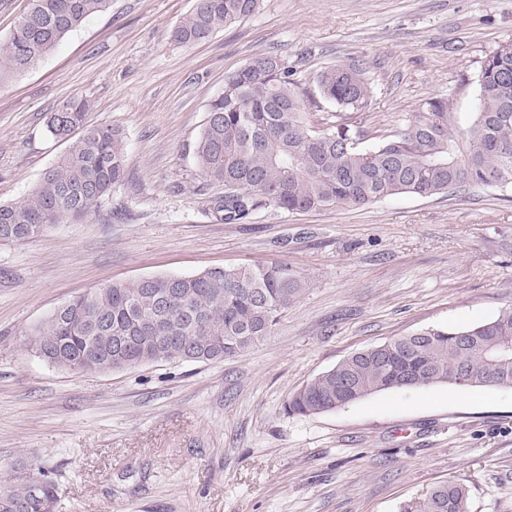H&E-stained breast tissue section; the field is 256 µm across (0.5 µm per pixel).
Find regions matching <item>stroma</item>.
<instances>
[{
	"label": "stroma",
	"instance_id": "35a3bbf8",
	"mask_svg": "<svg viewBox=\"0 0 512 512\" xmlns=\"http://www.w3.org/2000/svg\"><path fill=\"white\" fill-rule=\"evenodd\" d=\"M193 0H112L0 83V202L23 199L67 149L45 115L72 98L119 130L125 177L84 218L0 243V482L32 466L59 512H408L448 480L470 512H512V389L428 386L298 416L289 395L348 355L512 307V190L400 194L363 207L271 206L226 222L194 145L224 77L275 53L334 124L316 75L357 64L371 87L360 145L432 98L471 111L486 56L512 41V0H260L208 41L171 29ZM285 263L308 282L270 336L217 362L74 372L29 331L89 289Z\"/></svg>",
	"mask_w": 512,
	"mask_h": 512
}]
</instances>
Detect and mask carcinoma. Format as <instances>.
I'll return each mask as SVG.
<instances>
[{
    "label": "carcinoma",
    "mask_w": 512,
    "mask_h": 512,
    "mask_svg": "<svg viewBox=\"0 0 512 512\" xmlns=\"http://www.w3.org/2000/svg\"><path fill=\"white\" fill-rule=\"evenodd\" d=\"M260 0H194L171 30L172 42L193 45L252 15ZM111 0H30L0 50V82L34 67ZM231 72L195 144L201 175L224 190L211 200L226 221L273 206L308 211L359 206L398 194L430 197L451 187L512 188V42L483 62L473 111L465 123L444 99L428 100L397 135L372 148L343 142L369 98L364 70L335 66L316 77L320 96L353 111L315 131L288 62L255 58ZM85 100L47 114L46 130L68 142L18 202H0V241L38 237L65 219L81 218L109 197L124 176L123 135L87 121ZM308 288L286 264L213 268L190 277L152 276L113 282L63 304L31 329L47 362L71 371L119 370L153 362H208L238 356L270 335ZM354 352L312 379L285 404L289 415L344 408L370 395L432 385L512 388V308L464 329L427 328ZM0 495V512H56L58 485L27 474ZM411 512H469L467 489L448 481Z\"/></svg>",
    "instance_id": "cac0c4a2"
}]
</instances>
